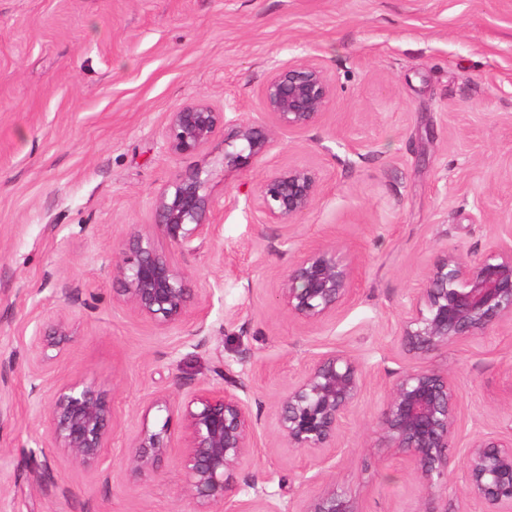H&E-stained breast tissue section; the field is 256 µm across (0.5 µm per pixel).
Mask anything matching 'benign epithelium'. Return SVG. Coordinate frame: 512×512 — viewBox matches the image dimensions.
Listing matches in <instances>:
<instances>
[{
  "mask_svg": "<svg viewBox=\"0 0 512 512\" xmlns=\"http://www.w3.org/2000/svg\"><path fill=\"white\" fill-rule=\"evenodd\" d=\"M335 87L327 69L310 58L276 61L261 89L264 118H227L231 102L219 112L207 101L181 105L169 113L165 146L173 156L199 154L218 134L224 135L226 168H246L268 153L274 132L307 131L322 121ZM209 172L196 167L180 172L156 197L148 229L133 227L113 267L116 293L140 317L163 330L190 316L194 346L208 342V312L192 288L191 274L171 251L195 252L217 234L215 203L207 192ZM324 193L320 171L290 166L267 176L257 191V208L267 224H293ZM281 255L299 253L288 262L279 299L288 314L306 324L333 316L352 295L355 267L336 248L300 251L295 239L280 242ZM509 320L512 322V244L494 238L474 258L446 251L433 262L418 295L403 306L400 342L420 359L448 352V347ZM69 339L59 318L46 333L35 331L45 347ZM219 386L184 401L182 418L189 432L184 448L185 491L197 512H279L266 488L253 480L254 496L235 500L242 488L238 474L255 448L258 418L246 398L244 381L222 365ZM365 380L356 359L332 350L315 358L288 388L278 406L277 433L289 448L322 457L336 447L343 419ZM458 395L448 369L425 365L395 373L376 430L420 478L428 498L448 487V453L457 425ZM154 406L168 414L158 430L143 427L128 446L125 465L134 476L157 471L170 448V414L175 401L159 398ZM48 436L83 465L97 464L112 434V400L95 383L75 378L57 387L46 407ZM465 490L485 506L483 512H512V425L473 441L465 463ZM300 512H359L356 501L330 483Z\"/></svg>",
  "mask_w": 512,
  "mask_h": 512,
  "instance_id": "7a95c632",
  "label": "benign epithelium"
}]
</instances>
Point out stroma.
<instances>
[{
	"label": "stroma",
	"mask_w": 512,
	"mask_h": 512,
	"mask_svg": "<svg viewBox=\"0 0 512 512\" xmlns=\"http://www.w3.org/2000/svg\"><path fill=\"white\" fill-rule=\"evenodd\" d=\"M295 57L334 81L319 125L276 132L243 170L224 168L220 136L197 155L165 150L183 104L230 101L236 118L261 119L270 60ZM199 165L219 231L173 258L208 311L202 349L188 341L194 320L164 331L112 297L131 225L151 223L158 193ZM292 165L320 170L323 198L295 224L262 223L260 182ZM511 231L512 0H0V512H195L182 417L152 403L219 385L221 364L261 413L238 481L269 479L280 512H300L331 479L360 512H482L464 493L465 456L512 421V323L448 350L460 403L445 496L424 499L375 421L393 372L422 364L398 332L435 257L476 255ZM288 236L356 266L335 317L308 325L280 303L288 260L273 246ZM60 315L69 341L36 361L37 326ZM334 349L359 360L365 388L325 463L277 438V404ZM35 361L45 393L77 377L110 391L115 423L99 467L109 481L48 442L29 397ZM166 423L164 466L131 476V438ZM46 470L55 483H38Z\"/></svg>",
	"instance_id": "35a3bbf8"
}]
</instances>
